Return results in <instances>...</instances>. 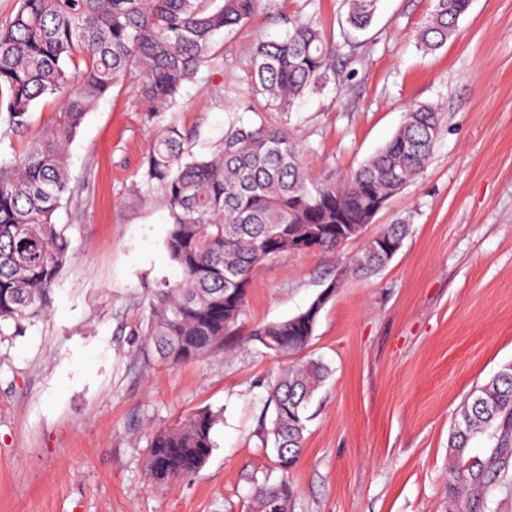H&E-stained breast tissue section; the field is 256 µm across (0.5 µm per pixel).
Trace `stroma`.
<instances>
[{"instance_id":"1","label":"stroma","mask_w":512,"mask_h":512,"mask_svg":"<svg viewBox=\"0 0 512 512\" xmlns=\"http://www.w3.org/2000/svg\"><path fill=\"white\" fill-rule=\"evenodd\" d=\"M433 7L379 0L357 32L346 0H269L159 121L129 83L87 114L55 214L71 257L49 313L0 338V512H250L253 478L279 476L258 431L286 359L255 343L179 365L144 355L150 290L181 278L163 245L164 201L136 190L157 125L189 131L198 155L217 152L231 123L274 125L309 172L336 180L383 147L414 103L440 105L442 133L425 170L366 228L408 220L400 251L368 277L343 273L356 240L269 261L241 328L333 290L311 345L332 375L308 409L294 512H448L450 424L468 392L512 362V0H470L456 33L426 53L415 34ZM297 15L334 38L351 81L288 113L241 109L255 44ZM60 107L40 99L27 130L0 131V155L21 151ZM206 406L222 412L206 465L156 486L148 430Z\"/></svg>"}]
</instances>
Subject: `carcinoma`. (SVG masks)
<instances>
[{
    "mask_svg": "<svg viewBox=\"0 0 512 512\" xmlns=\"http://www.w3.org/2000/svg\"><path fill=\"white\" fill-rule=\"evenodd\" d=\"M268 0H20L0 28V123L29 127L34 103L63 99L20 152L0 157V328L20 332L45 316L49 295L69 258V241L53 217L69 200L68 146L92 107L132 81L154 118L178 104L182 86L208 64L218 40L247 24ZM378 0H348V24L368 28ZM470 0H434L417 42L425 52L445 45ZM336 45L314 22L297 19L284 38L260 41L246 65L243 105L290 112L306 96L343 82ZM442 112L414 103L390 141L349 177L322 181L300 163L299 149L280 128L231 124L222 148L198 157L178 126L164 124L147 152L140 185L158 193L171 218L165 238L182 278L154 292L146 348L166 363L224 355L258 342L294 356L269 386L271 446L277 482H255L253 512H292L288 480L307 430L309 404L330 375L307 354L324 299L285 320L255 326L241 337L247 287L265 262L291 253L334 249L363 236L386 201L425 168L438 140ZM403 221L365 240L354 274L385 267L402 246ZM219 413L198 409L150 430L149 478L158 486L197 473L216 447ZM496 439L484 463L463 456L478 436ZM512 362L473 388L448 435L450 512H500L512 497Z\"/></svg>",
    "mask_w": 512,
    "mask_h": 512,
    "instance_id": "1",
    "label": "carcinoma"
}]
</instances>
